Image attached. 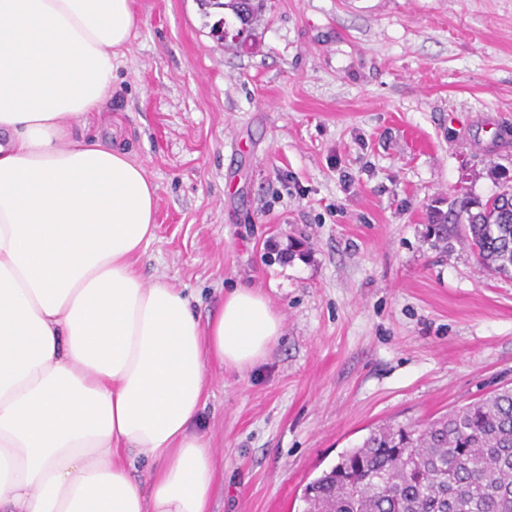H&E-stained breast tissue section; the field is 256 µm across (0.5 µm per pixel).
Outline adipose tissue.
Masks as SVG:
<instances>
[{
	"mask_svg": "<svg viewBox=\"0 0 512 512\" xmlns=\"http://www.w3.org/2000/svg\"><path fill=\"white\" fill-rule=\"evenodd\" d=\"M136 26L132 0H0V512H211L206 371L253 369L282 332L261 288L203 321L146 282L156 185L72 136Z\"/></svg>",
	"mask_w": 512,
	"mask_h": 512,
	"instance_id": "obj_1",
	"label": "adipose tissue"
}]
</instances>
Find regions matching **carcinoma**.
<instances>
[{"label":"carcinoma","instance_id":"1","mask_svg":"<svg viewBox=\"0 0 512 512\" xmlns=\"http://www.w3.org/2000/svg\"><path fill=\"white\" fill-rule=\"evenodd\" d=\"M222 28L256 41L262 0H210ZM466 237L491 271L512 277V187L467 196ZM452 212L434 209L425 238L448 241ZM304 512H512V388L503 387L423 428L383 426L304 489Z\"/></svg>","mask_w":512,"mask_h":512}]
</instances>
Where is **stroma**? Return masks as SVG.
Segmentation results:
<instances>
[{"instance_id": "obj_1", "label": "stroma", "mask_w": 512, "mask_h": 512, "mask_svg": "<svg viewBox=\"0 0 512 512\" xmlns=\"http://www.w3.org/2000/svg\"><path fill=\"white\" fill-rule=\"evenodd\" d=\"M107 111L156 185L136 266L200 319L261 286L266 360L208 370L212 512H303L305 485L375 427L512 386V278L429 209L512 178V0H265L225 50L199 0H133ZM457 218L458 216L451 211L442 212L441 210L432 209L425 235L427 241H430L433 246L448 241V234L452 231L448 224H456Z\"/></svg>"}]
</instances>
